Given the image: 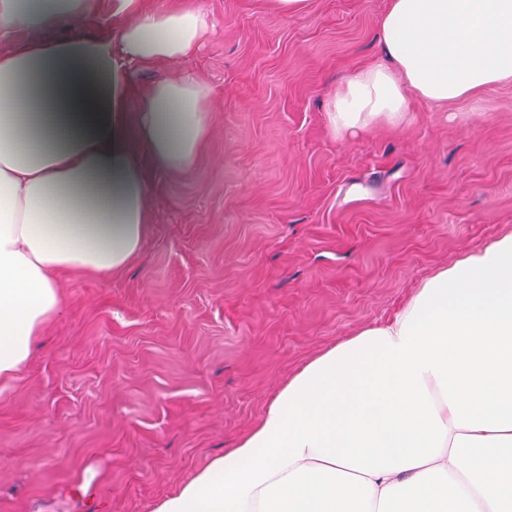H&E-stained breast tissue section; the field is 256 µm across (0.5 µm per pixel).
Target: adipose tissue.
Segmentation results:
<instances>
[{
    "label": "adipose tissue",
    "mask_w": 512,
    "mask_h": 512,
    "mask_svg": "<svg viewBox=\"0 0 512 512\" xmlns=\"http://www.w3.org/2000/svg\"><path fill=\"white\" fill-rule=\"evenodd\" d=\"M0 0V382L61 307L65 272L108 275L150 224L145 168L186 171L210 88L130 75L213 36L196 0ZM66 28L65 36L44 38ZM512 80V0H388L380 55L331 100L336 132L398 123ZM150 512H512V231L420 282L388 321L309 361L261 422Z\"/></svg>",
    "instance_id": "ef3b65f1"
}]
</instances>
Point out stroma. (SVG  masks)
Masks as SVG:
<instances>
[{
	"label": "stroma",
	"instance_id": "1",
	"mask_svg": "<svg viewBox=\"0 0 512 512\" xmlns=\"http://www.w3.org/2000/svg\"><path fill=\"white\" fill-rule=\"evenodd\" d=\"M201 5L214 37L131 84L208 82L210 137L190 171L150 172L132 267L61 275L59 314L0 384V512H150L305 363L512 230V82L340 135L328 104L378 55L387 0Z\"/></svg>",
	"mask_w": 512,
	"mask_h": 512
}]
</instances>
